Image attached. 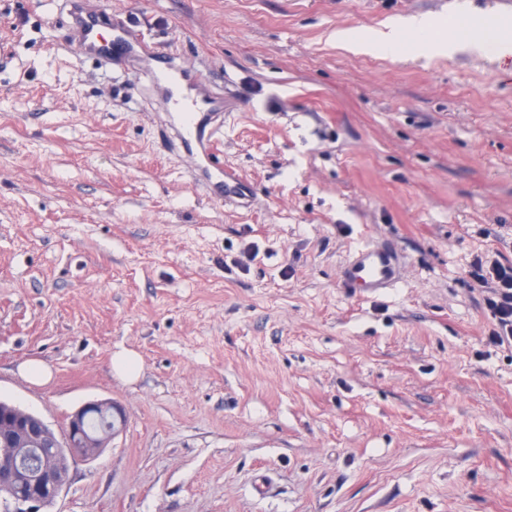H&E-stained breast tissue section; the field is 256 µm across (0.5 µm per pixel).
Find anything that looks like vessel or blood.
<instances>
[{
    "label": "vessel or blood",
    "instance_id": "1",
    "mask_svg": "<svg viewBox=\"0 0 512 512\" xmlns=\"http://www.w3.org/2000/svg\"><path fill=\"white\" fill-rule=\"evenodd\" d=\"M69 16L75 43L83 55L106 63L118 55L146 59L152 82L161 92L162 105L171 116V141L195 156L210 195L239 207L248 206L251 195L243 177L225 167L219 149L223 94L204 96L197 92L196 78L156 52L151 39L136 34L134 24H113L110 14L92 9H73ZM397 267L394 250L367 246L343 266L342 284L355 292L376 294L392 286Z\"/></svg>",
    "mask_w": 512,
    "mask_h": 512
}]
</instances>
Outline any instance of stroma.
Here are the masks:
<instances>
[{"mask_svg":"<svg viewBox=\"0 0 512 512\" xmlns=\"http://www.w3.org/2000/svg\"><path fill=\"white\" fill-rule=\"evenodd\" d=\"M85 3L223 87L253 203L198 182L142 71L70 50L64 0H0V398L127 415L50 512H512V344L470 275L512 263V56L334 40L512 0ZM389 244L393 287L342 288ZM111 368L114 374L127 381L134 380L141 368L138 355L129 349H121L112 354Z\"/></svg>","mask_w":512,"mask_h":512,"instance_id":"1","label":"stroma"}]
</instances>
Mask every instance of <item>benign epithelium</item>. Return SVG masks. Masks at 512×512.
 <instances>
[{
    "label": "benign epithelium",
    "instance_id": "obj_1",
    "mask_svg": "<svg viewBox=\"0 0 512 512\" xmlns=\"http://www.w3.org/2000/svg\"><path fill=\"white\" fill-rule=\"evenodd\" d=\"M125 425L124 409L111 399L81 405L60 435L38 414L0 401V489L21 490V497L13 499L17 512H46L68 482L70 461L97 456ZM62 446L69 449L66 459L40 453L39 477L24 488L20 450Z\"/></svg>",
    "mask_w": 512,
    "mask_h": 512
}]
</instances>
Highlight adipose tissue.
<instances>
[{
    "instance_id": "adipose-tissue-1",
    "label": "adipose tissue",
    "mask_w": 512,
    "mask_h": 512,
    "mask_svg": "<svg viewBox=\"0 0 512 512\" xmlns=\"http://www.w3.org/2000/svg\"><path fill=\"white\" fill-rule=\"evenodd\" d=\"M431 22L424 16L410 17L400 25H386L362 32L340 30L336 33L339 43L358 47L366 52L381 54L402 53L405 44L436 54L449 53L455 46L466 44L482 50L492 48L501 56L512 54V21L488 16L476 19L463 14L455 19L447 36L435 41L429 36Z\"/></svg>"
}]
</instances>
